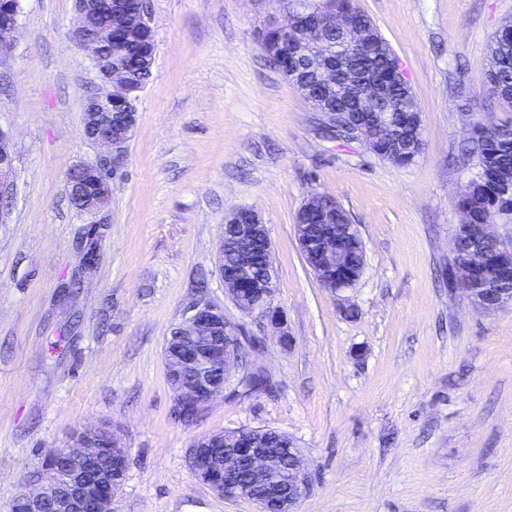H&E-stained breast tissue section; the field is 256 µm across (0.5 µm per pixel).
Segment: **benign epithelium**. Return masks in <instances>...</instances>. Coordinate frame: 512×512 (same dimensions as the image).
I'll return each instance as SVG.
<instances>
[{"label": "benign epithelium", "mask_w": 512, "mask_h": 512, "mask_svg": "<svg viewBox=\"0 0 512 512\" xmlns=\"http://www.w3.org/2000/svg\"><path fill=\"white\" fill-rule=\"evenodd\" d=\"M77 13L72 29L73 40L85 49L92 66L102 82V91L86 100L83 112L85 137L112 150V166L103 162L78 161L67 170L69 191L79 195L83 214H94L103 209L111 195L112 175L117 171L126 143L136 125V98L132 97L137 81L135 70H152L155 45H150L144 57L136 62L115 61L106 53L118 33H146L153 35L148 3L138 13H130L125 0H76ZM287 20L272 21L281 39L277 56L291 60L297 50L288 41L289 34L302 29L313 44L324 40L326 31L339 35L336 50L363 39V26L351 13H318L302 11L288 4ZM21 0H0V59L11 48V39L19 25ZM306 70L319 79L326 88L336 87V68L323 53L305 57ZM343 94L350 98L351 106L343 111L329 112L322 101L308 98L312 108L319 112L324 123L341 130L347 141H361L365 145L390 139L393 130L409 127L419 130L421 115L415 107L406 104V112L395 119L391 112L372 111L373 101L385 94L383 84L362 78L350 72L342 81ZM14 152L9 135L0 129V198L11 195L14 186ZM238 225L250 233L232 240L222 237L217 247V271L224 292L246 316L256 317L280 336L286 338L283 315L273 309L268 287L275 284L271 260H266L269 273L267 287L257 291L247 278L248 267L239 261L245 253L250 237L259 236L265 242V255L271 253L266 225L253 209L235 208L224 215V226ZM479 242L469 249L463 262L449 270L450 279L467 300L478 310L489 311L503 306L498 285L512 276V244L504 241L491 224L457 225L452 239L453 253L460 252L466 237ZM300 252L317 279L331 292L343 291L357 283L364 266L350 267L346 263L343 239L331 225L323 226L319 241L312 242L297 225ZM167 338L164 356L169 376L177 387L176 402L184 406H198L224 396L234 390L243 374L245 338L240 329L224 313V307L208 300L193 302L181 323ZM264 437L247 430L207 433L198 437L189 450L190 462L211 442L224 445V456L209 457V472L223 474L224 481L212 483L213 491L226 499H239L243 490L233 480L236 470L244 466L252 476L272 484V495L256 501L259 512H297L298 504L309 489V471L300 449L288 448V483L277 486L273 477L280 471V451L261 446ZM65 449L83 467H73L60 475L53 468H45L37 475V487L23 490L16 501L24 512H45L50 505L53 512H112V498L123 485L127 473V454L120 435L107 424L83 425L65 442ZM112 459V472L91 476L88 470L100 455Z\"/></svg>", "instance_id": "7a95c632"}]
</instances>
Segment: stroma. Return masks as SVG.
Returning <instances> with one entry per match:
<instances>
[{
    "label": "stroma",
    "mask_w": 512,
    "mask_h": 512,
    "mask_svg": "<svg viewBox=\"0 0 512 512\" xmlns=\"http://www.w3.org/2000/svg\"><path fill=\"white\" fill-rule=\"evenodd\" d=\"M397 54L423 151L396 166L327 136L264 57L274 0H149L156 56L107 207L69 202L68 167L107 153L82 114L98 77L71 38L74 0H22L0 62V129L15 182L0 203V512L73 429L111 424L128 455L112 512H258L192 470L193 440L242 428L288 435L311 475L298 512H512V304L475 309L448 279L452 158L505 110L487 44L512 0H356ZM313 192L357 225L365 269L331 293L295 234ZM259 213L287 340L227 301L215 269L224 214ZM96 253L85 269L81 257ZM261 345L268 386L176 418L163 346L199 297ZM357 317H347V309Z\"/></svg>",
    "instance_id": "1"
}]
</instances>
